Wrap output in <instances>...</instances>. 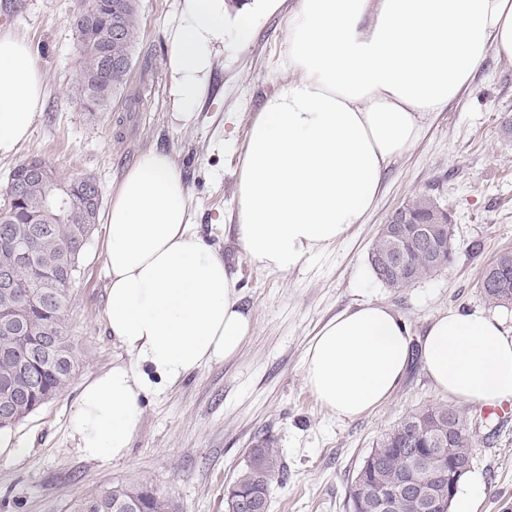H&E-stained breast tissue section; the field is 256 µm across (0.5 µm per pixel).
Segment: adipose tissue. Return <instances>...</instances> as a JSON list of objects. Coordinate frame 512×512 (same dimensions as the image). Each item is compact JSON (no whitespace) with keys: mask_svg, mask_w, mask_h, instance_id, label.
I'll use <instances>...</instances> for the list:
<instances>
[{"mask_svg":"<svg viewBox=\"0 0 512 512\" xmlns=\"http://www.w3.org/2000/svg\"><path fill=\"white\" fill-rule=\"evenodd\" d=\"M284 0H182L165 68L178 120L204 101L225 37L248 44L253 16ZM287 8V7H284ZM288 77L253 116L235 176L236 241L248 262L288 273L344 240L375 207L389 165L424 138L431 116L467 86L488 52L512 62V0H295ZM45 79L30 44L0 31V158L28 140ZM105 324L129 359L88 377L71 414L79 453L126 457L142 399L236 357L254 331L238 277L199 234L171 154L142 152L105 214ZM405 319L367 302L314 336L304 380L328 412L354 419L382 405L413 354ZM437 392L462 403L512 399V337L484 312L431 319L419 354Z\"/></svg>","mask_w":512,"mask_h":512,"instance_id":"adipose-tissue-1","label":"adipose tissue"}]
</instances>
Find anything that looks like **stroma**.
I'll use <instances>...</instances> for the list:
<instances>
[{"instance_id": "1", "label": "stroma", "mask_w": 512, "mask_h": 512, "mask_svg": "<svg viewBox=\"0 0 512 512\" xmlns=\"http://www.w3.org/2000/svg\"><path fill=\"white\" fill-rule=\"evenodd\" d=\"M133 68L111 111L89 114L75 94V19L83 0H0V29L32 48L45 78L43 109L31 136L0 160V198L15 166L38 156L63 177L93 176L102 203L139 155L170 152L187 181L195 222L240 277L255 330L238 355L209 364L174 385L148 393L127 456L84 458L70 417L83 381L126 361L105 326L107 285L103 224L80 256L70 324L82 364L66 392L0 433V512H68L82 491L113 482L146 480L180 512H226L224 491L269 439L285 476L271 486L268 512H348L350 483L376 442L412 409L445 403L419 360L381 406L356 419L327 412L304 380L305 352L337 313L382 302L420 339L439 312L479 309L512 336V308L485 301L478 283L491 263L512 249V63L488 54L464 91L428 122L421 143L388 169L375 208L347 238L287 274L252 267L225 221L235 208V171L251 119L283 79L280 58L288 23L280 11L258 20L253 42L225 40L216 53L209 95L190 122L176 120L164 69L167 31L180 0H137ZM424 192L447 207L456 249L449 267L394 291L378 281L368 252L382 224L412 195ZM475 443L472 469L483 490L474 512H512V414L480 417L457 403Z\"/></svg>"}]
</instances>
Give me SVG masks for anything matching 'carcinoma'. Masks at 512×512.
<instances>
[{
  "instance_id": "cac0c4a2",
  "label": "carcinoma",
  "mask_w": 512,
  "mask_h": 512,
  "mask_svg": "<svg viewBox=\"0 0 512 512\" xmlns=\"http://www.w3.org/2000/svg\"><path fill=\"white\" fill-rule=\"evenodd\" d=\"M103 2L86 0L76 17L77 63L78 71L83 74L100 66L99 57L84 47V20L99 13ZM112 4L117 6V10L112 12V22L118 23L122 30V35L105 47L112 57L121 62V66L112 71V93L100 97L93 105H87L83 85L79 83L76 88L80 105L92 114L110 109L112 101L126 85L138 36L136 0H112ZM41 194V187L30 183L27 203L19 200L8 207H0V256L11 247L12 233L27 234L33 222L47 226V230L33 240L32 246L39 262L52 268L56 278L52 287L44 289L39 306L30 310V316L33 322L56 332L61 358L51 370L32 366V391L20 415L9 424L0 423V433L14 429L42 406L61 396L79 367L80 353L69 330V309L72 288L80 273L79 256L94 230L99 209H94L90 219L80 207L66 216L55 212L32 216L27 212V206L34 205ZM400 218L431 225L434 245L416 244L405 250L404 269L394 270L387 264L391 254L390 236L398 234L402 225L390 224L387 232L376 237L368 254V263L375 277L394 290L408 288L449 266L455 245L451 219L444 213H438L436 200L426 193H417L406 201ZM15 278L18 301L23 304L37 282L36 274L22 265L16 269ZM480 289L492 306L511 308L512 257L499 255L497 267L486 269ZM6 346L15 347V359L0 358V378L6 375L24 378V373L17 372L15 367L16 360L25 358V342L16 336L0 335V349ZM473 447L466 421L453 407L436 405L412 410L377 441L363 460L349 487V512H367L368 505L376 501L377 493L395 488L401 482L415 483L417 488L413 492L405 488L390 497L386 512H424L426 498L448 487V470L444 465L456 459L473 461ZM253 451L259 456L260 465H246L226 493L235 490L262 492L270 483L283 477L284 464L269 440H260ZM69 509L70 512H178V505L158 488L144 481H130L86 490L72 500Z\"/></svg>"
}]
</instances>
